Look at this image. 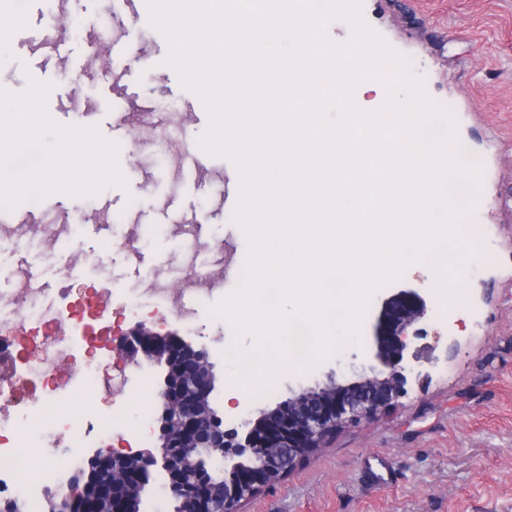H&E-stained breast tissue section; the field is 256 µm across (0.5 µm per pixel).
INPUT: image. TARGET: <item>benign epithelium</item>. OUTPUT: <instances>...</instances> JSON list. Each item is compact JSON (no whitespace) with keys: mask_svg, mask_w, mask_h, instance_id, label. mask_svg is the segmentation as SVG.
<instances>
[{"mask_svg":"<svg viewBox=\"0 0 512 512\" xmlns=\"http://www.w3.org/2000/svg\"><path fill=\"white\" fill-rule=\"evenodd\" d=\"M384 305L374 324L377 364L352 382L331 371L325 383L301 387L261 418L243 417L229 429L217 410L207 407L215 376L204 349L146 322L120 332L117 359L138 369H162L159 443L134 452L95 450L87 459V481L53 495L48 512H97L101 500L112 505L111 512H141L154 470L167 476L173 512H243L245 503L288 477L337 432L378 419L407 394L403 358L420 335L414 324L421 307L410 293L394 294ZM218 472L224 474L219 509L209 496Z\"/></svg>","mask_w":512,"mask_h":512,"instance_id":"1","label":"benign epithelium"}]
</instances>
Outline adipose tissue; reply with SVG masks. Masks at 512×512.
Wrapping results in <instances>:
<instances>
[{
	"instance_id": "1",
	"label": "adipose tissue",
	"mask_w": 512,
	"mask_h": 512,
	"mask_svg": "<svg viewBox=\"0 0 512 512\" xmlns=\"http://www.w3.org/2000/svg\"><path fill=\"white\" fill-rule=\"evenodd\" d=\"M0 113L9 116L13 129L30 134L42 153L41 166L30 173L16 169L12 164V158L19 150L17 143L0 144V182H24L34 176L42 191L48 192L62 173L78 182L94 181L111 174L105 150L90 146L81 137H73L63 145L47 142L44 117L32 105L1 98Z\"/></svg>"
}]
</instances>
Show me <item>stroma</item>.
Masks as SVG:
<instances>
[{
    "instance_id": "35a3bbf8",
    "label": "stroma",
    "mask_w": 512,
    "mask_h": 512,
    "mask_svg": "<svg viewBox=\"0 0 512 512\" xmlns=\"http://www.w3.org/2000/svg\"><path fill=\"white\" fill-rule=\"evenodd\" d=\"M63 2L78 27L48 24L44 0H29L22 18L0 30V95L44 110L49 140L79 132L105 146L114 174L97 183L59 181L34 203L30 183L0 191V210L35 208L42 225L63 214L75 220L61 246L36 236L0 238V293L30 275L56 298L74 263L80 287L111 283L113 318L126 329L135 323L131 309L155 308L157 281L182 288L191 272L208 275L192 296L194 320L170 319L166 327L207 350L212 400L233 427L224 396L240 365L228 353L262 347L215 311L241 284L249 255L235 219L239 170L202 148L209 113L169 64L171 45L152 24L148 0ZM361 16L422 78L429 99L453 119L457 141L482 158L477 202L463 219L482 225L483 236L471 253H448L466 267L461 287H439L430 265L411 263L373 292L353 340L247 398L242 408L255 419L299 387L325 382L329 371L373 364L369 321L383 301L402 289L425 299L415 341L424 354L415 368L430 383L410 385L388 417L338 432L244 512H512V0H361ZM102 53L110 69L96 65ZM173 111L188 118L176 131ZM144 112L155 133L147 143L132 119ZM173 132L191 143L196 162L169 148ZM125 374L129 385L114 393L129 401L120 423L145 429L156 444L158 402L131 394L138 385L157 389L161 371L129 367Z\"/></svg>"
}]
</instances>
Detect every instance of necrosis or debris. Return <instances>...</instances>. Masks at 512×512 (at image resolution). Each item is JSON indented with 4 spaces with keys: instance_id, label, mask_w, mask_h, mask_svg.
I'll return each instance as SVG.
<instances>
[{
    "instance_id": "1",
    "label": "necrosis or debris",
    "mask_w": 512,
    "mask_h": 512,
    "mask_svg": "<svg viewBox=\"0 0 512 512\" xmlns=\"http://www.w3.org/2000/svg\"><path fill=\"white\" fill-rule=\"evenodd\" d=\"M40 288L22 282L0 306L30 303L33 330L0 320V494L33 504L44 490L68 486L72 460L84 448L110 447L125 402H112L94 418L60 414V400L79 401L100 387L98 367L111 361L112 311L93 298L63 289L55 303L40 302ZM67 440L64 454L33 469L32 449Z\"/></svg>"
}]
</instances>
